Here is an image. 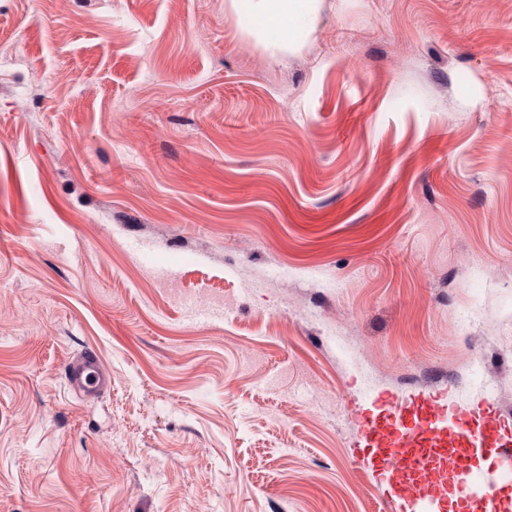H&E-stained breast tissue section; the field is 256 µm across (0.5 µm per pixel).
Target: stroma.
Listing matches in <instances>:
<instances>
[{"label":"stroma","mask_w":512,"mask_h":512,"mask_svg":"<svg viewBox=\"0 0 512 512\" xmlns=\"http://www.w3.org/2000/svg\"><path fill=\"white\" fill-rule=\"evenodd\" d=\"M248 24L0 0V512H379L356 408L512 428V0ZM65 380L69 388L90 397L99 396L111 385L110 375L94 349L81 351L67 363Z\"/></svg>","instance_id":"obj_1"}]
</instances>
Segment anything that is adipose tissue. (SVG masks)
Returning a JSON list of instances; mask_svg holds the SVG:
<instances>
[{
	"mask_svg": "<svg viewBox=\"0 0 512 512\" xmlns=\"http://www.w3.org/2000/svg\"><path fill=\"white\" fill-rule=\"evenodd\" d=\"M322 0H250L253 35L268 48L280 53L297 49L298 37L313 21Z\"/></svg>",
	"mask_w": 512,
	"mask_h": 512,
	"instance_id": "ef3b65f1",
	"label": "adipose tissue"
}]
</instances>
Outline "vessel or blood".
I'll return each instance as SVG.
<instances>
[{
    "mask_svg": "<svg viewBox=\"0 0 512 512\" xmlns=\"http://www.w3.org/2000/svg\"><path fill=\"white\" fill-rule=\"evenodd\" d=\"M65 380L90 397L111 384L92 349L67 363ZM352 447L356 462L386 478L387 512H445L452 478L466 497H479L486 512H512L496 483L480 479L471 468L478 454L494 467L512 459V432L495 411L478 413L468 402L441 404L422 394L394 397L384 413L360 418Z\"/></svg>",
    "mask_w": 512,
    "mask_h": 512,
    "instance_id": "obj_1",
    "label": "vessel or blood"
}]
</instances>
